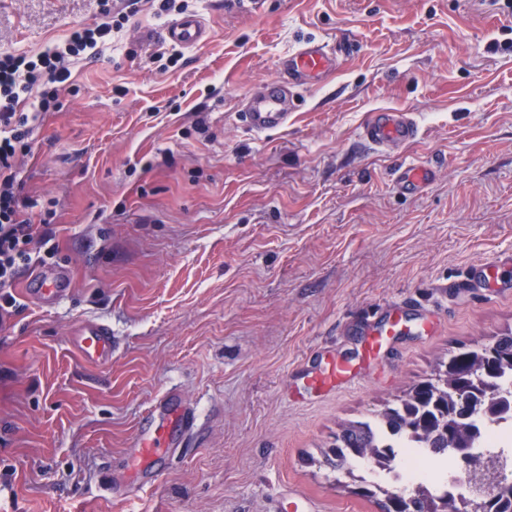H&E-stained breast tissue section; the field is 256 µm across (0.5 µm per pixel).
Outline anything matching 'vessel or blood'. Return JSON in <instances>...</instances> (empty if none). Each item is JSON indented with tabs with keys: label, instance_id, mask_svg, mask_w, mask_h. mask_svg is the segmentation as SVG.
Instances as JSON below:
<instances>
[{
	"label": "vessel or blood",
	"instance_id": "b4317fda",
	"mask_svg": "<svg viewBox=\"0 0 512 512\" xmlns=\"http://www.w3.org/2000/svg\"><path fill=\"white\" fill-rule=\"evenodd\" d=\"M161 36L175 45L195 47L207 43L213 31L200 17L188 15L162 28ZM340 65L336 48L328 42L308 40L299 44L284 58L281 77L269 81L244 101L240 112L242 121L257 134L287 125L298 107L300 91L326 84ZM420 134L421 127L410 113L380 110L370 113L359 137L383 153L399 154ZM433 174L427 163L407 160L395 171V185L401 194L418 195L429 186ZM32 280L28 294L44 307L56 305L70 292V276L60 268L36 273ZM70 344L84 361L95 366H107L112 360V331L106 325L82 324L74 331ZM196 425L194 409L182 406L175 392L165 393L143 419L140 437L130 452L135 478L143 479L152 473L158 461L172 457L178 440L193 432Z\"/></svg>",
	"mask_w": 512,
	"mask_h": 512
}]
</instances>
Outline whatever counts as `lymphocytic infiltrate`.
Masks as SVG:
<instances>
[{"mask_svg":"<svg viewBox=\"0 0 512 512\" xmlns=\"http://www.w3.org/2000/svg\"><path fill=\"white\" fill-rule=\"evenodd\" d=\"M141 0H116L104 8V20L75 30L64 44L35 56L0 54V323L11 315L16 300L11 293L20 271L34 256H53L52 229H37L33 202L21 199L20 164L32 153L35 125L46 113L57 111L59 89L71 77L72 58L97 54L98 46L121 31ZM41 93L33 111L23 106L33 88Z\"/></svg>","mask_w":512,"mask_h":512,"instance_id":"lymphocytic-infiltrate-1","label":"lymphocytic infiltrate"}]
</instances>
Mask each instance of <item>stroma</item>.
<instances>
[{
  "label": "stroma",
  "mask_w": 512,
  "mask_h": 512,
  "mask_svg": "<svg viewBox=\"0 0 512 512\" xmlns=\"http://www.w3.org/2000/svg\"><path fill=\"white\" fill-rule=\"evenodd\" d=\"M212 29L161 42L146 9L75 58L36 132L22 198L55 207L72 293L13 288L0 325V512H379L309 464L462 345L512 329V14L492 0H184ZM101 0H0V50L34 54L100 18ZM310 39L335 79L286 127L255 134L242 99ZM178 53L160 71L156 53ZM422 127L404 157L365 147L369 113ZM426 191L393 186L401 159ZM397 334L369 345L390 321ZM112 329L97 368L74 329ZM339 363L348 381L311 389ZM176 390L195 431L135 495L126 455ZM433 174L427 163L404 160L395 171V185L403 195H418L429 186Z\"/></svg>",
  "instance_id": "stroma-1"
}]
</instances>
